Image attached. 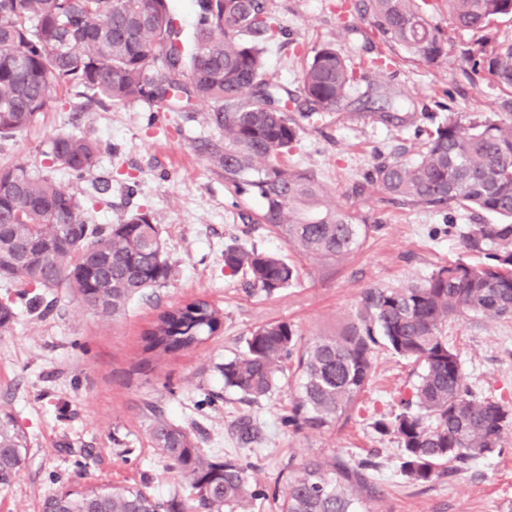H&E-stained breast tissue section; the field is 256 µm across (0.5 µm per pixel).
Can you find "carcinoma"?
I'll return each instance as SVG.
<instances>
[{
  "label": "carcinoma",
  "instance_id": "cac0c4a2",
  "mask_svg": "<svg viewBox=\"0 0 512 512\" xmlns=\"http://www.w3.org/2000/svg\"><path fill=\"white\" fill-rule=\"evenodd\" d=\"M191 47L179 39L168 0H0V140L34 126L58 88L90 91L112 106L148 101L168 112L194 103L208 107L219 138L207 146L224 185L262 203L260 220L303 260L339 264L358 250L371 225L323 206L324 187L285 163L301 126L290 114L284 87L266 71L260 43L276 37L267 0H193ZM365 17L382 38L414 60L432 65L446 42L417 0H362ZM458 29L480 30L512 15V0H447ZM253 40L246 41L244 35ZM475 71L488 70L512 89V43L468 49ZM358 81L356 72L324 42L312 50L300 76L310 118L336 112ZM46 156L52 167L81 179L98 163L99 147L86 137L57 133ZM368 183L413 206L482 211L504 218L471 224L462 247L486 262L447 261L424 282L371 288L357 322L341 336L308 342L286 321L258 327L247 351L224 362V385L254 400L273 392L284 361L294 364L296 393L284 427L330 430L352 418L384 347L417 369L401 410L377 423L394 434L400 472L413 484L459 472L479 458L501 454L512 429V404L475 392L443 328L450 320L481 316L512 319V117L465 125L450 117L431 130L412 160L395 157L376 167ZM54 246L52 273L38 274L36 252ZM224 267L243 273L272 294L298 281L299 267L272 253L224 249ZM173 265L151 210L114 224L90 220L89 201L63 190L23 163H0V280L53 291L68 288L101 316L117 317L152 288L164 286ZM221 311L198 299L161 312L147 333V349L170 354L212 336ZM152 444L187 482L207 512H252L256 493L234 458L209 457L195 434L156 415ZM29 441L14 414L0 408V489L22 470ZM371 462L333 457L302 463L289 474L280 512H358L355 493L370 491ZM42 512H185L178 496L154 497L141 487L66 489L44 499Z\"/></svg>",
  "mask_w": 512,
  "mask_h": 512
}]
</instances>
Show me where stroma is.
<instances>
[{"instance_id":"stroma-1","label":"stroma","mask_w":512,"mask_h":512,"mask_svg":"<svg viewBox=\"0 0 512 512\" xmlns=\"http://www.w3.org/2000/svg\"><path fill=\"white\" fill-rule=\"evenodd\" d=\"M358 2L268 0L281 33L264 45L267 70L292 94L300 92L305 59L325 41L335 43L359 76L345 109L302 120L288 162L313 173L328 202L371 227L340 264L300 262L298 282L278 293L265 294L224 267L230 246L284 257L290 251L265 225L248 223L260 201L231 193L214 170L205 146L218 132L204 109L161 112L143 101L103 108L64 88L36 125L0 143V162L50 173L79 196L91 193L95 178L111 177V194L91 210L95 223L153 210L174 267L165 287L133 301L117 319L97 315L65 288L54 290L49 310L33 311L27 301L38 289L0 281V303H13L16 312L0 329V407L12 411L29 438L24 467L0 491V512H40L43 499L62 489L103 484H144L163 500L188 495L185 480L150 440L156 414L192 430L204 454L240 460L258 492L254 512H278L274 493L284 486L279 473L287 462L334 456L375 462L367 502L374 512H512V430L501 455L478 459L463 472L424 486L400 475L396 436L379 434L374 424L397 408L415 377L411 365L387 349L376 351L373 380L338 431L282 427L291 399L287 380L257 400L224 385L221 364L245 352L258 326L285 321L306 340L340 335L365 290L426 280L444 261L465 257L460 234L468 225L499 221L489 213L411 207L366 181L384 161L414 158L427 130L446 118L466 124L512 111V94L487 71L470 73L462 55L478 43H512V15L478 31L461 30L450 23L445 0H428L426 15L448 42L446 55L430 66L385 44ZM389 97L394 118L386 121L380 112ZM60 132L88 136L100 148L97 168L83 179L52 169L44 154ZM360 184L364 193L353 195ZM195 298L223 311L217 333L196 348L154 359L145 334L157 315ZM446 334L472 388L512 401V319L452 321ZM243 420L251 422L250 433L240 432Z\"/></svg>"}]
</instances>
